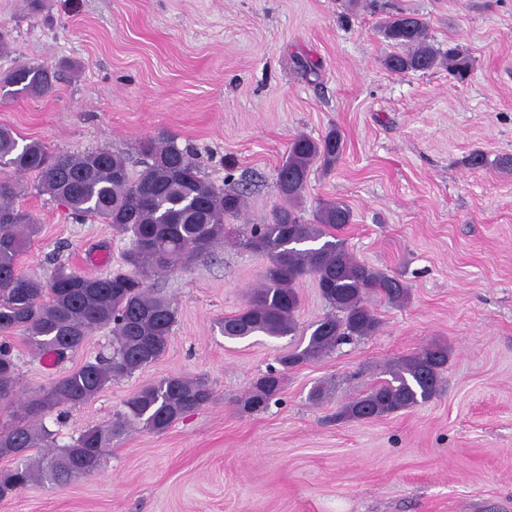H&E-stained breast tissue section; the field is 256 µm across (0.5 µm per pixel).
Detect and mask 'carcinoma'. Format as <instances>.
<instances>
[{"mask_svg": "<svg viewBox=\"0 0 512 512\" xmlns=\"http://www.w3.org/2000/svg\"><path fill=\"white\" fill-rule=\"evenodd\" d=\"M386 41L402 51L384 59L393 73L446 69L459 80L473 69V59L460 47L442 52L428 38L419 15L389 13L379 23ZM55 72L41 64L14 67L0 76V86L15 96L42 98L54 87ZM144 167L132 174L124 155L108 149L80 155L51 152L38 140L19 143L13 129L0 126V334H24L26 343L54 364L83 347L96 330L112 332V352L88 361L31 395L22 415L0 430V457L27 460L0 473V500L49 478L66 485L97 471L112 438L128 425L163 432L188 411L212 400L207 381L170 375L135 392L126 411L109 423L84 430L64 448L51 447L43 416L61 406H80L112 381L131 376L161 358L177 322L178 308L154 292L149 281L162 273L187 271L224 242V222L243 212L236 191L218 190L201 175L187 149L161 134L143 140ZM344 151L341 133L330 130L316 140L305 134L288 145L278 168L276 186L281 204L269 224L242 232L240 244L268 259L263 283L244 308L224 317L221 330L229 339L248 336H301L299 344L278 357L288 370L319 359L340 344L374 335L379 321L368 304L376 294L401 305L407 286L364 262L330 233L350 223L342 201H326L303 220L300 204L310 166L319 161L332 169ZM34 173L38 187L79 217H91L130 238L125 271L101 276L76 273L63 266L41 282L18 270L21 255L38 233L30 215L15 206L21 187L15 176ZM315 277L331 313L311 325L309 336L298 331L301 300L295 284ZM448 364V348L432 345L401 361L390 378L348 402L339 413L345 420H372L412 408L439 391ZM17 363L13 346L0 341V406L17 396ZM281 374L259 377L244 407L257 410L281 391Z\"/></svg>", "mask_w": 512, "mask_h": 512, "instance_id": "obj_1", "label": "carcinoma"}]
</instances>
